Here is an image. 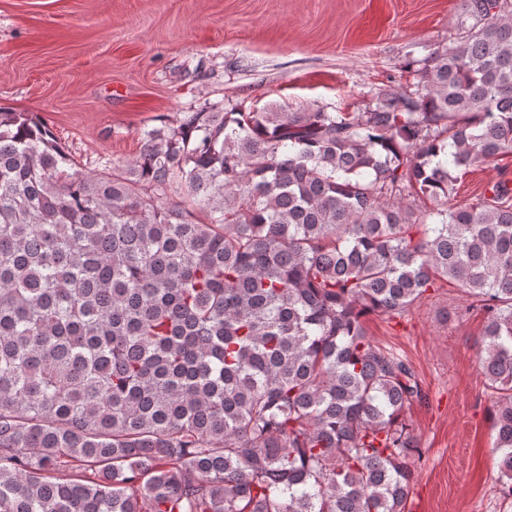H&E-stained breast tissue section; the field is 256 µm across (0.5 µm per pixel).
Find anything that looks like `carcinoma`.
<instances>
[{"label":"carcinoma","instance_id":"carcinoma-1","mask_svg":"<svg viewBox=\"0 0 512 512\" xmlns=\"http://www.w3.org/2000/svg\"><path fill=\"white\" fill-rule=\"evenodd\" d=\"M363 112L204 106L108 174L0 107V512H408L421 398L373 343L451 280L479 303L512 497V0ZM456 175V193L449 204L465 206L475 203L490 184L500 179H512V156H504L466 170L460 169Z\"/></svg>","mask_w":512,"mask_h":512}]
</instances>
